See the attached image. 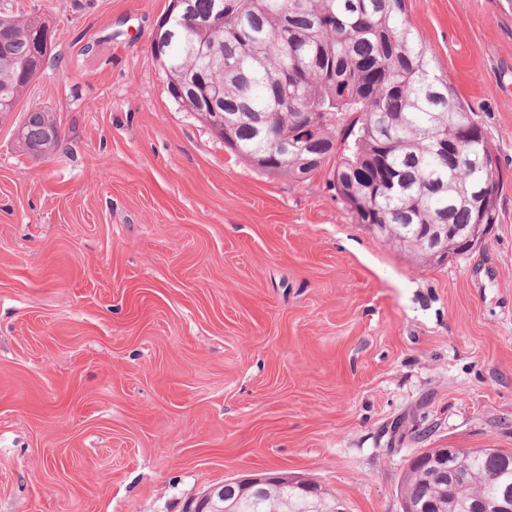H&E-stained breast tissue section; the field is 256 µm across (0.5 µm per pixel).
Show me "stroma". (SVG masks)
<instances>
[{
    "label": "stroma",
    "instance_id": "1",
    "mask_svg": "<svg viewBox=\"0 0 512 512\" xmlns=\"http://www.w3.org/2000/svg\"><path fill=\"white\" fill-rule=\"evenodd\" d=\"M169 3L0 0L53 35L0 122V512H186L263 470L402 512L425 449L512 451V0H406L502 173L497 224L438 264L176 102ZM33 106L61 131L37 159ZM31 112L32 115L26 113ZM58 127L52 113L39 108L24 113L23 122L19 129L18 138L24 151L32 156L37 153H46L56 148L60 141V134H51ZM51 134V135H48Z\"/></svg>",
    "mask_w": 512,
    "mask_h": 512
}]
</instances>
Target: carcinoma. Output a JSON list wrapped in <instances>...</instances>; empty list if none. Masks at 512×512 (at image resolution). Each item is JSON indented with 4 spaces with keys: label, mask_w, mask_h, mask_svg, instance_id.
<instances>
[{
    "label": "carcinoma",
    "mask_w": 512,
    "mask_h": 512,
    "mask_svg": "<svg viewBox=\"0 0 512 512\" xmlns=\"http://www.w3.org/2000/svg\"><path fill=\"white\" fill-rule=\"evenodd\" d=\"M189 17L167 48L172 98L193 112L222 97L237 121L224 145L263 172L304 181L330 158V185L352 200L360 224L419 260L437 224L497 223L500 169L483 127L472 123L406 14L405 0H186ZM224 18L219 26L196 21ZM0 118L13 112L51 48L36 49L37 18L0 21ZM224 57V67L215 58ZM321 114L314 132L306 114ZM53 115H24L18 138L30 155L56 148ZM405 501L432 512H471L483 497L512 496V452L464 451L440 474L425 462L408 469ZM239 512H325L333 500L268 485L235 486Z\"/></svg>",
    "instance_id": "obj_1"
}]
</instances>
